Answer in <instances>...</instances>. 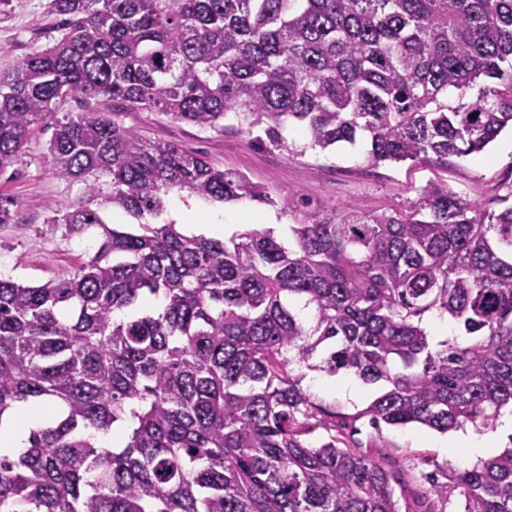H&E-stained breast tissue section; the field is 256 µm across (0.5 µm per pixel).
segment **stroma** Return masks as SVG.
Returning a JSON list of instances; mask_svg holds the SVG:
<instances>
[{
    "label": "stroma",
    "mask_w": 512,
    "mask_h": 512,
    "mask_svg": "<svg viewBox=\"0 0 512 512\" xmlns=\"http://www.w3.org/2000/svg\"><path fill=\"white\" fill-rule=\"evenodd\" d=\"M49 0H9L0 5V71L11 68L32 48L50 44L53 34ZM124 126L151 140L176 143L187 152L205 156L214 167L244 175L266 188L276 206L248 200L218 202L195 199L200 223L180 225L186 235H199L205 224L217 222L225 235L251 228V215L268 217V226L279 238H287L293 224L313 220H340L358 206L367 212H395L409 207L423 189L433 184L448 187L460 197L487 211L499 210V200L512 188V130L507 129L483 151L449 158L447 164L382 162L369 159L370 146L360 140L327 150H309L300 124L288 128V145L277 148L259 144L260 129L250 131L229 124L224 131L176 122L156 112H128ZM50 131H40L28 141L17 166V177H0V194L29 201L15 222L0 224V274L24 283H42L67 274L93 254L97 230L66 234L63 225L50 223L52 210H65L82 196L84 186L56 178L48 153ZM310 395L321 425L310 435L320 443L334 425L347 444L370 447L374 458L398 472V499L425 501L429 488L424 479L435 467H473L466 449L441 448L442 433L417 426H385L374 429L364 411L378 393L377 386L363 383L350 372L330 376L307 371L302 382ZM462 497L441 506L443 512H460Z\"/></svg>",
    "instance_id": "1"
}]
</instances>
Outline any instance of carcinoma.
I'll use <instances>...</instances> for the list:
<instances>
[{"mask_svg": "<svg viewBox=\"0 0 512 512\" xmlns=\"http://www.w3.org/2000/svg\"><path fill=\"white\" fill-rule=\"evenodd\" d=\"M61 35L0 72V176L52 128L84 185L52 224L100 230L38 285L0 275V416L58 404L0 447V512H413L395 472L308 435L302 368L381 386L370 424L446 433L512 407V205L431 185L408 209L228 239L151 224L172 192L276 205L264 188L124 126L125 112L260 128L374 163H446L512 126V0H50ZM483 79L492 86L470 90ZM79 107L63 118L69 101ZM106 101L103 112L92 103ZM137 221L109 226L95 201ZM29 202L0 196V224ZM434 314L467 340L436 341ZM121 429L124 446L101 438ZM428 493L512 512V449L439 468Z\"/></svg>", "mask_w": 512, "mask_h": 512, "instance_id": "obj_1", "label": "carcinoma"}]
</instances>
